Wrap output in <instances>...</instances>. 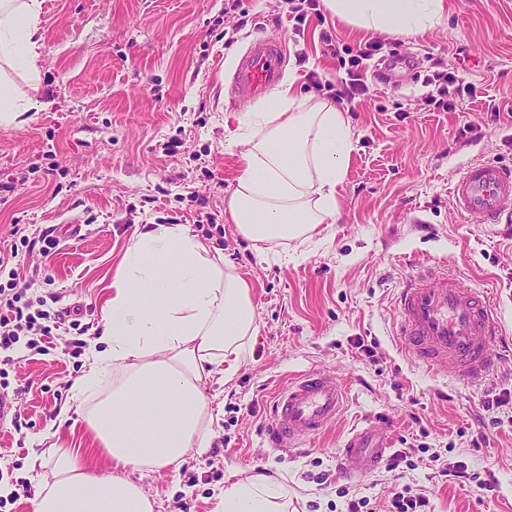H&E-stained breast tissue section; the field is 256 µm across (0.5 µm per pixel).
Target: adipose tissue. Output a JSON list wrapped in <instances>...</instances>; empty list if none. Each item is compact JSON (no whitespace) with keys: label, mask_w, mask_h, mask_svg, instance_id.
Here are the masks:
<instances>
[{"label":"adipose tissue","mask_w":512,"mask_h":512,"mask_svg":"<svg viewBox=\"0 0 512 512\" xmlns=\"http://www.w3.org/2000/svg\"><path fill=\"white\" fill-rule=\"evenodd\" d=\"M340 21L364 31L422 35L441 24L444 0H323ZM42 0H0V126L26 122L40 89ZM230 139L248 145L225 211L245 238L269 244L314 233L336 213V188L352 150L350 124L333 102L300 96L294 82L273 95ZM102 307L83 374L70 398L115 471L82 470L76 449L54 445L70 419L60 411L31 464L34 512H155L127 469L180 467L203 455L214 414L204 394L212 379H233L257 333L250 289L226 271L221 250L181 224H150L126 249ZM111 372V389L97 384ZM287 484L245 476L225 487L214 512H288Z\"/></svg>","instance_id":"ef3b65f1"}]
</instances>
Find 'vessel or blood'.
<instances>
[{"mask_svg": "<svg viewBox=\"0 0 512 512\" xmlns=\"http://www.w3.org/2000/svg\"><path fill=\"white\" fill-rule=\"evenodd\" d=\"M286 44L260 38L241 55L229 94L232 100L255 98L276 86L283 76ZM457 212L476 224H497L512 216V166L475 160L450 185ZM398 334L406 352L420 366L446 368L455 379L477 385L495 371L496 344L502 334L500 312L487 292L466 287L446 265H420L399 289ZM344 386L321 372L296 375L273 408L268 441L285 451L323 431L340 416ZM388 446L379 429L365 425L345 442L341 453L348 474L375 468Z\"/></svg>", "mask_w": 512, "mask_h": 512, "instance_id": "b4317fda", "label": "vessel or blood"}]
</instances>
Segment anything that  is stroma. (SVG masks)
I'll return each instance as SVG.
<instances>
[{
	"label": "stroma",
	"mask_w": 512,
	"mask_h": 512,
	"mask_svg": "<svg viewBox=\"0 0 512 512\" xmlns=\"http://www.w3.org/2000/svg\"><path fill=\"white\" fill-rule=\"evenodd\" d=\"M45 0L41 92L30 121L0 127V251L23 227L31 247L25 267L40 277L30 297L61 294L78 308L79 328L62 326L44 349L18 344L9 392L17 416L0 422V512H33L31 439L70 405L105 289L137 229L182 224L223 250L224 267L251 288L257 334L230 382L207 383L220 404L208 451L179 469L132 472L158 501V512H213L229 476L263 474L286 482L291 512H346L349 497L385 512L393 493L425 489L433 512H512V403L489 412V396L512 394V357L477 386L414 363L396 334V297L412 260L447 262L464 285L488 289L512 346V218L472 224L456 211L448 187L474 160L512 164V0H447L443 23L424 35L399 36L416 65L402 84L373 80L372 95L347 118L353 149L338 186L337 213L310 239L279 240L258 253L230 223L224 202L242 171V145L227 127L258 111L265 97L235 103L227 86L244 50L257 38H287L293 24L282 0ZM245 26H238L239 17ZM342 44L368 32L330 17L289 41L285 75L301 95L327 100L312 88L310 69L337 75L322 53V33ZM476 84L458 112L423 100L431 60ZM178 140L176 155L165 144ZM214 213L223 234L198 224ZM82 230L71 238L64 224ZM59 238L51 255L38 240ZM372 346L373 355L354 347ZM314 369L347 390L335 424L300 448H271L265 431L278 391L291 376ZM59 433L62 447H81L86 467L112 472L79 413ZM383 430L391 451L408 450L397 468L380 464L347 478L338 450L356 427ZM493 471L495 490L440 476L431 459Z\"/></svg>",
	"instance_id": "obj_1"
}]
</instances>
